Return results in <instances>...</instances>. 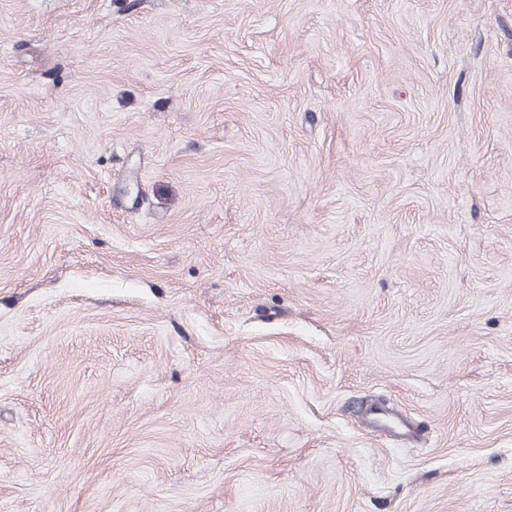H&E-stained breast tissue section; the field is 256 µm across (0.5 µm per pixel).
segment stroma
<instances>
[{"label":"stroma","instance_id":"obj_1","mask_svg":"<svg viewBox=\"0 0 512 512\" xmlns=\"http://www.w3.org/2000/svg\"><path fill=\"white\" fill-rule=\"evenodd\" d=\"M0 512H512V0H0ZM370 423L375 429H383L388 432L392 431L404 439H411L414 434V431L408 428L404 420L390 415L381 409H375L372 411Z\"/></svg>","mask_w":512,"mask_h":512}]
</instances>
